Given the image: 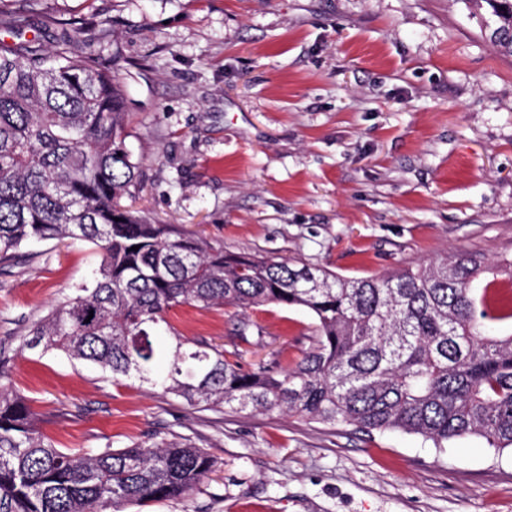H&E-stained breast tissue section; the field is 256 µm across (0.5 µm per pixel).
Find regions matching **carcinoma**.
I'll return each mask as SVG.
<instances>
[{"mask_svg": "<svg viewBox=\"0 0 512 512\" xmlns=\"http://www.w3.org/2000/svg\"><path fill=\"white\" fill-rule=\"evenodd\" d=\"M484 2L491 41L512 55V0ZM19 17L0 0L1 28L19 29ZM78 42L77 29L50 50L0 41V264L45 241L103 252L90 284L38 321L23 348L59 351L107 381H137L189 406L397 430L438 448L466 437L512 448V333L480 311L489 285L512 276V257L460 252L347 278L154 224L122 204L140 183L123 86ZM269 304L315 320L316 345L292 369L246 371L237 353L169 322L182 305ZM213 467L203 449L165 439L64 452L25 398L0 386V512H124L188 495Z\"/></svg>", "mask_w": 512, "mask_h": 512, "instance_id": "carcinoma-1", "label": "carcinoma"}]
</instances>
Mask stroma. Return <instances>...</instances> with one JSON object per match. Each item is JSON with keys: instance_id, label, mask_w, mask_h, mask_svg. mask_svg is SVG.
Segmentation results:
<instances>
[{"instance_id": "obj_1", "label": "stroma", "mask_w": 512, "mask_h": 512, "mask_svg": "<svg viewBox=\"0 0 512 512\" xmlns=\"http://www.w3.org/2000/svg\"><path fill=\"white\" fill-rule=\"evenodd\" d=\"M12 43L65 28L115 73L133 210L262 254L371 278L454 252L512 254V56L464 0H39ZM87 242L21 247L0 269L4 381L56 447L161 439L215 466L189 495L126 512H512V449L470 437L362 432L288 414L191 407L88 365L23 349L31 327L90 281ZM176 332L295 366L305 311L184 305ZM254 328L240 341L241 321Z\"/></svg>"}]
</instances>
